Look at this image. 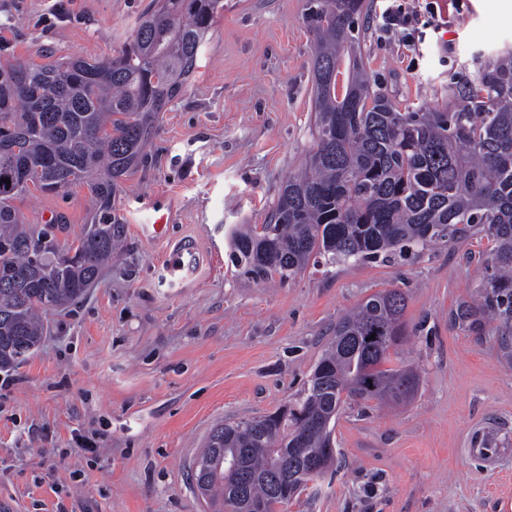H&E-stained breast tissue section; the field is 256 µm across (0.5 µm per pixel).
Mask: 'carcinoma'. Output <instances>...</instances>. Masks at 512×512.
Here are the masks:
<instances>
[{"label": "carcinoma", "mask_w": 512, "mask_h": 512, "mask_svg": "<svg viewBox=\"0 0 512 512\" xmlns=\"http://www.w3.org/2000/svg\"><path fill=\"white\" fill-rule=\"evenodd\" d=\"M366 9V0H308L314 146L270 222L233 230L231 262L254 280H291L317 257L386 261L437 239L485 236L491 273L454 318L471 333L491 331L512 364V50L453 90L447 107L400 112L374 89L354 35ZM223 12L224 0H153L108 59L0 65V368L23 362L48 312L83 298L112 261L124 233L120 179L147 162L158 114L190 88ZM22 168L43 193L87 187L95 219L77 240L61 244L50 228L21 223L13 201L29 192L18 185ZM405 310L399 290L372 295L336 322L304 396L210 432L199 454L206 478L192 475L209 512L295 500L310 482L299 449L334 447L346 404L414 396L417 368L391 363ZM235 456L239 471L222 462Z\"/></svg>", "instance_id": "obj_1"}]
</instances>
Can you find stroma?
<instances>
[{"instance_id": "35a3bbf8", "label": "stroma", "mask_w": 512, "mask_h": 512, "mask_svg": "<svg viewBox=\"0 0 512 512\" xmlns=\"http://www.w3.org/2000/svg\"><path fill=\"white\" fill-rule=\"evenodd\" d=\"M151 2L0 0V65L112 56ZM226 2L190 90L158 115L148 164L121 182V250L83 300L47 315L23 364L0 370V512H205L189 473L212 428L302 395L337 320L386 288L407 298L398 356L418 368V391L393 410L346 407L332 471L288 512H512V365L495 336L452 319L485 275L487 238L319 261L286 281L231 263L230 229L265 223L313 146L314 45L307 0ZM398 3L419 19L413 42L380 28L382 0L358 32L399 111L447 103L512 49L498 0ZM15 206L63 243L93 215L75 185ZM160 212L162 237H146ZM185 239L203 262L177 282L165 263ZM84 437L95 452L76 451Z\"/></svg>"}]
</instances>
